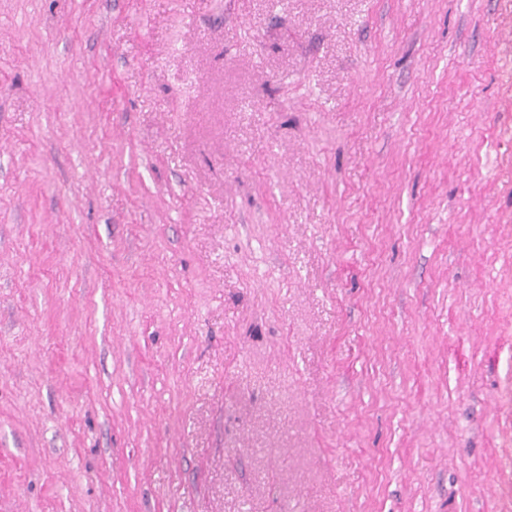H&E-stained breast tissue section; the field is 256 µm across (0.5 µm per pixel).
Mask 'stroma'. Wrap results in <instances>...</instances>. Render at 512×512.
Listing matches in <instances>:
<instances>
[{
    "label": "stroma",
    "mask_w": 512,
    "mask_h": 512,
    "mask_svg": "<svg viewBox=\"0 0 512 512\" xmlns=\"http://www.w3.org/2000/svg\"><path fill=\"white\" fill-rule=\"evenodd\" d=\"M0 512H512V0H0Z\"/></svg>",
    "instance_id": "obj_1"
}]
</instances>
